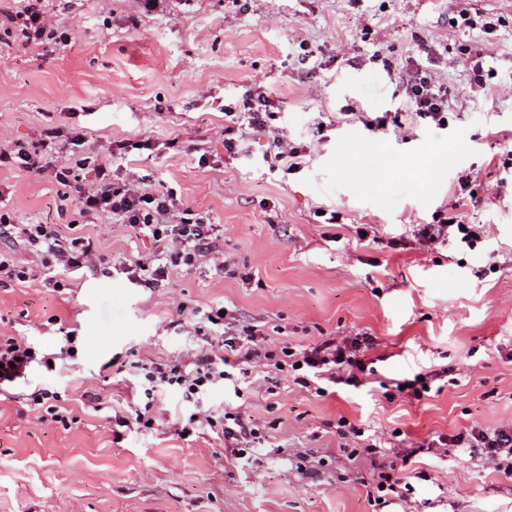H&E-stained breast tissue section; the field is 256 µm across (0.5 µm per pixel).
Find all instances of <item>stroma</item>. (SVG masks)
<instances>
[{
    "label": "stroma",
    "instance_id": "obj_1",
    "mask_svg": "<svg viewBox=\"0 0 512 512\" xmlns=\"http://www.w3.org/2000/svg\"><path fill=\"white\" fill-rule=\"evenodd\" d=\"M24 5L0 0V150L34 142L46 124L82 128L83 177L111 161L147 186L181 190L251 279L205 266L138 286L124 266L154 252L149 238L73 205L60 212L64 188L50 176L0 168L15 223L73 225L99 240L112 268L81 269L55 288L42 254L0 238L36 273L0 285V334L46 353L67 332L79 338L75 358L33 366L0 394V512H512V476L438 443L512 421V156L501 142L512 132V0H168L152 13L143 0H45L66 36L56 43L5 35ZM418 38L448 89L447 129L385 135L352 120L357 107L403 104L386 70ZM374 43L382 62L370 57ZM476 48L487 88L464 98L470 74L457 60ZM256 84L282 101L279 123L306 144L301 169L269 170L262 136L222 168L199 166L198 149L224 152L225 102ZM435 157L446 164L434 179L413 173ZM444 217L486 233L471 248L425 245L417 229ZM213 305L299 348L370 336L373 370L322 396L286 376L272 394L260 382L238 396L220 385L197 405L170 389L153 404V428L119 426L140 366L197 348L182 324ZM419 372L430 376L422 400L386 398ZM42 388L67 399L65 422L36 420ZM226 402L267 427L282 453L243 466L215 434H182L196 407ZM342 417L385 447L416 449L385 503L361 483L368 460L341 450Z\"/></svg>",
    "mask_w": 512,
    "mask_h": 512
}]
</instances>
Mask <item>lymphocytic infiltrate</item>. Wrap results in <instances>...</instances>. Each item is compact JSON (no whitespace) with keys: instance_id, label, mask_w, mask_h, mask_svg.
Segmentation results:
<instances>
[{"instance_id":"lymphocytic-infiltrate-1","label":"lymphocytic infiltrate","mask_w":512,"mask_h":512,"mask_svg":"<svg viewBox=\"0 0 512 512\" xmlns=\"http://www.w3.org/2000/svg\"><path fill=\"white\" fill-rule=\"evenodd\" d=\"M398 79L405 92L406 109L383 112L372 118L368 113H355L354 118L375 129H404L413 124L448 126V90L433 74L426 58L411 59ZM281 110L279 98L263 87L248 89L241 100L224 108V151L228 157L242 154L246 132L265 135L270 150L265 161L271 170L291 174L302 165L303 148L288 139L275 120ZM84 144V133L78 128L61 130L44 126L37 143H14L0 151V166L40 176L51 173L60 184L74 190L87 215H108L114 223L125 225L133 233L152 238L158 252L136 260L133 279L147 288L160 287L172 272L190 271L209 262L215 271L231 275L235 263L226 256L215 224L209 217L193 210L181 192L167 185L149 189L145 176L131 169H111L100 165L93 180L81 184L74 165L51 166L50 151ZM29 250L45 254L46 271L73 272L93 263L96 246L92 238L67 239L58 224H28L22 229ZM201 343L187 358L144 365L140 392L146 399L169 388L177 389L184 401L198 399L214 386L226 383L233 374L230 362H238L241 378L261 375L265 384L277 387L280 376H292L301 387H314L323 394V382L354 381L364 370L359 357L360 338L332 339L304 349L288 343L270 342L256 326L235 327L222 316L220 307L202 311L193 326ZM49 355L39 353L34 344L15 336H0V387L24 379L34 364H48ZM196 428L210 431L230 444L231 455L248 461L268 440L265 428L256 426L233 408H216L191 415ZM456 447L478 451L494 462L497 469L512 473V422L495 427L474 426L455 435ZM386 449L378 440H369L360 448L350 449V457H366L372 463L367 481V494L374 500L384 499L394 491L399 479L387 471L382 461Z\"/></svg>"}]
</instances>
